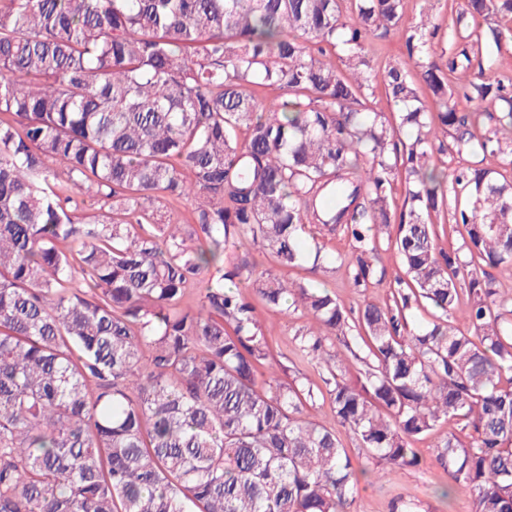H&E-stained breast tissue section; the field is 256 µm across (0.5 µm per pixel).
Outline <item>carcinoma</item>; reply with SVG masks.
<instances>
[{"mask_svg": "<svg viewBox=\"0 0 512 512\" xmlns=\"http://www.w3.org/2000/svg\"><path fill=\"white\" fill-rule=\"evenodd\" d=\"M437 35L402 0H0V512H352L336 427L389 476L449 420L474 434L438 445L440 497L512 512V302L491 273L512 272V75L489 61L512 0H467L450 52ZM390 38L405 52L380 64ZM385 245L392 303L355 314L248 259L345 262L362 288ZM243 286L309 321L296 348L325 389L279 379ZM324 392L333 425L304 416Z\"/></svg>", "mask_w": 512, "mask_h": 512, "instance_id": "1", "label": "carcinoma"}]
</instances>
